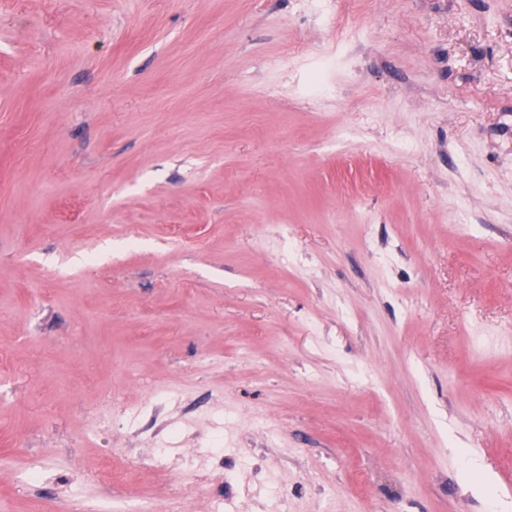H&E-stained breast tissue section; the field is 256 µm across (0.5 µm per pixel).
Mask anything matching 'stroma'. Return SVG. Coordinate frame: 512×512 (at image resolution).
Here are the masks:
<instances>
[{"label": "stroma", "mask_w": 512, "mask_h": 512, "mask_svg": "<svg viewBox=\"0 0 512 512\" xmlns=\"http://www.w3.org/2000/svg\"><path fill=\"white\" fill-rule=\"evenodd\" d=\"M326 9L0 0V512L512 496V0Z\"/></svg>", "instance_id": "35a3bbf8"}]
</instances>
